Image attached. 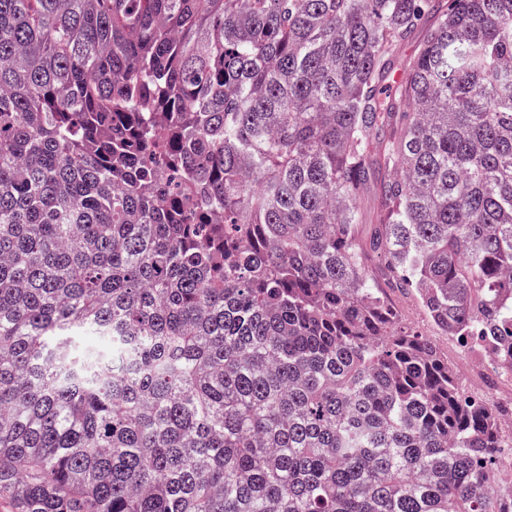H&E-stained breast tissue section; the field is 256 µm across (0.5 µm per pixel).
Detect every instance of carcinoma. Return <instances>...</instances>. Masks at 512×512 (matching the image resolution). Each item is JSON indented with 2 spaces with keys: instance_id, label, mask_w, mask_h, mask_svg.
<instances>
[{
  "instance_id": "obj_1",
  "label": "carcinoma",
  "mask_w": 512,
  "mask_h": 512,
  "mask_svg": "<svg viewBox=\"0 0 512 512\" xmlns=\"http://www.w3.org/2000/svg\"><path fill=\"white\" fill-rule=\"evenodd\" d=\"M397 292L512 361V0H0L16 512H512Z\"/></svg>"
}]
</instances>
